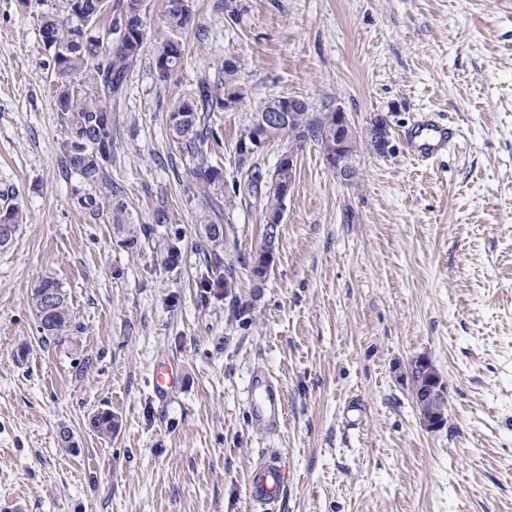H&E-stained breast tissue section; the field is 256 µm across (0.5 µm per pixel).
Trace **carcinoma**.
I'll list each match as a JSON object with an SVG mask.
<instances>
[{
  "mask_svg": "<svg viewBox=\"0 0 512 512\" xmlns=\"http://www.w3.org/2000/svg\"><path fill=\"white\" fill-rule=\"evenodd\" d=\"M65 16L61 19L46 16L41 27L55 29L60 45V59L54 63L57 73L71 75L77 82L63 81L56 90V103L68 131L64 143V165L67 173L80 184L81 196L76 198L79 208L92 215L105 217L126 233L129 240L148 235V228L134 223L125 202L112 190L108 164L112 160V106L121 98L128 71L142 48L145 30L142 29V0H65ZM131 17L128 29L117 41H112V27L116 24L112 13ZM189 5L185 0H167L166 19L172 32L182 29L189 20ZM179 43L167 41L155 58L156 71L164 79L180 65L184 51H176ZM239 66L227 59L217 67L215 78H203L197 83L191 98L168 114L170 136L186 154L192 165L186 177L200 193V203L208 212L223 216L224 209L234 207L235 198H258L264 195V215H278L283 210L281 189L267 186L262 190L263 174L256 166L249 167L246 179L235 181L233 197L223 200L216 191L224 188V173L207 160L211 143L219 138L210 115L223 112L228 106L240 105L246 89L240 81ZM288 124V139L297 145L313 141L324 145L336 140L340 132L337 121L326 122L309 112L308 104L297 100ZM0 222L9 224L18 233L23 216L18 207L6 204L0 207ZM204 235L210 243L205 254L211 272L212 285L224 287V225L210 222L204 225ZM59 284L50 278L40 281L33 289L31 303L41 336H61L70 325L68 297L59 291L51 311L46 313L38 302L47 289ZM91 426L100 435H110L114 419L109 411L98 413Z\"/></svg>",
  "mask_w": 512,
  "mask_h": 512,
  "instance_id": "cac0c4a2",
  "label": "carcinoma"
}]
</instances>
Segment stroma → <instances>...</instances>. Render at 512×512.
Returning <instances> with one entry per match:
<instances>
[{"label":"stroma","instance_id":"35a3bbf8","mask_svg":"<svg viewBox=\"0 0 512 512\" xmlns=\"http://www.w3.org/2000/svg\"><path fill=\"white\" fill-rule=\"evenodd\" d=\"M189 4L173 34L166 0H143L112 110L109 175L151 230L131 243L78 208L63 168L41 36L63 0H0V194L26 218L0 249V512H262L247 479L271 448L288 460L279 512H512V0ZM171 38L185 54L163 80L154 58ZM228 58L246 98L212 116L225 188L243 170L241 132L278 97L343 109L360 131L386 117L395 150L358 148L345 183L307 143L266 276L243 263L263 245L250 198L229 213L220 289L167 114ZM425 113L460 132L432 163L404 138ZM46 277L71 315L48 339L30 299ZM420 355L448 390L432 433L404 379ZM168 362L181 382L162 402L152 374ZM257 367L284 394L274 433L246 413ZM102 410L112 435L90 426Z\"/></svg>","mask_w":512,"mask_h":512}]
</instances>
